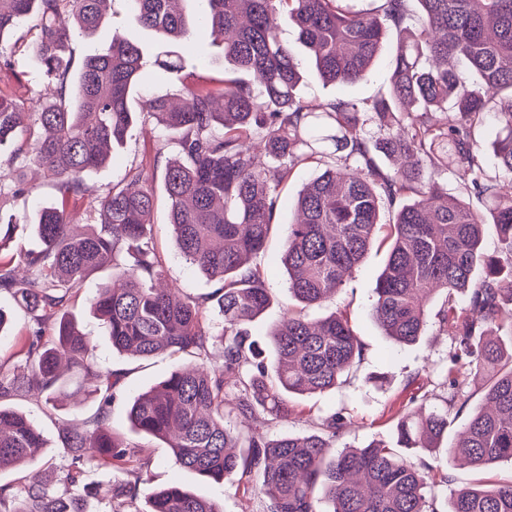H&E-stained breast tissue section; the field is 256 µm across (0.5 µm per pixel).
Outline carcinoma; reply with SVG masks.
I'll use <instances>...</instances> for the list:
<instances>
[{
	"label": "carcinoma",
	"mask_w": 512,
	"mask_h": 512,
	"mask_svg": "<svg viewBox=\"0 0 512 512\" xmlns=\"http://www.w3.org/2000/svg\"><path fill=\"white\" fill-rule=\"evenodd\" d=\"M106 0H0V43L34 20V56L54 85L53 97L34 100L0 94V148L18 131L28 135L30 160L54 176L57 203L31 221L39 250L8 252L15 217L0 211V293L28 313L19 336L0 309V471L17 468L47 447L41 430L9 403L34 396L56 406L65 372L98 400L81 421L58 418L70 463L53 483L0 485V512H91L93 489L85 468L109 471L107 492L145 512H222L209 498L179 484L152 489L151 459L112 431L110 404L122 375L101 369L95 347L67 316L71 300L93 272L109 267L91 297L112 348L148 358L186 354L191 365L172 370L130 404L139 434L161 440L175 462L204 481L250 478L246 489L266 500V512H439L426 490L451 476L418 466L406 451L438 449L448 414L458 406L468 374L489 376L485 406L462 427L446 461L462 450L475 467L512 461V349L490 339L512 336V0H376L372 12L349 0H198L194 20L185 0H126L134 21L177 45L201 29L224 34V61L233 76L224 88L190 85L179 101L143 97L144 56L139 43L112 34L105 51H89L79 69L66 55L72 33L92 35ZM422 21L408 25L413 8ZM293 25L320 78L348 85L366 79L387 34H396L386 90L370 99L338 97L312 109L297 95L298 51L282 38ZM190 45L156 57L165 74L182 71ZM464 63L478 79L463 81ZM175 134L178 157L163 181L168 224L185 259L218 287L191 296L160 284L162 261L154 248L155 200L144 185L146 166L128 169L123 185L99 194L87 175L103 167L127 138L140 112ZM498 112L491 141L498 175L486 172L475 138L485 114ZM372 122L377 135L367 136ZM331 157L300 192V219L288 225L280 261L288 288L303 307L338 293L377 242L388 256L375 288L372 313L398 345L423 335L427 304L445 295L436 313L451 336L445 409L407 408L391 443L372 441L326 457L345 426L336 413L321 433L271 437L269 422L288 420L292 395L335 389L363 356V344L342 311L312 319L290 312L270 333L268 364L250 326L269 306L263 273L251 264L266 244L277 189L301 164ZM17 157L0 159V196L29 193ZM456 168L470 175L467 197L441 192L438 179ZM87 201L91 224L70 223L69 203ZM388 221H383V217ZM499 247L483 251L485 226ZM219 343L223 364L207 366ZM14 358L26 372L8 377ZM67 361V371L60 369ZM329 506L322 509V504ZM447 512H512V482L454 491Z\"/></svg>",
	"instance_id": "obj_1"
}]
</instances>
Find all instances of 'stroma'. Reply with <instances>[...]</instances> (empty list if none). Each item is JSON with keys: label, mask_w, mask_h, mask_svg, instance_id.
<instances>
[{"label": "stroma", "mask_w": 512, "mask_h": 512, "mask_svg": "<svg viewBox=\"0 0 512 512\" xmlns=\"http://www.w3.org/2000/svg\"><path fill=\"white\" fill-rule=\"evenodd\" d=\"M121 31L131 40L141 43L145 50L147 72L142 84L150 92L173 95L182 85H202L220 88L224 79V56L221 42H205L202 47L203 64L188 65L183 72L168 76L163 81L150 77L153 62L159 52L165 51V44L157 42L154 35L135 25L128 17L122 0H110L104 13V20L98 35L91 40L77 38L73 44L75 62H82L90 47H107L113 31ZM35 38L34 32L24 37H11L0 43V61L7 59L11 68H0V92L20 95L22 83L40 81L37 62L30 50ZM392 45H385L367 80L347 86L323 83L309 65H302V80L298 93L303 100L318 104L336 97L365 99L381 90L388 78L389 59ZM163 136L155 120L141 115L130 130L126 145L120 151L121 164H108L92 172L88 181L99 191H107L112 184L121 180L126 170L152 159L156 145ZM316 166L296 168L287 185L280 191L276 214L277 229H274L266 249L254 257L253 262L264 273L271 304L267 311L253 324L256 335L266 333L279 322L284 312L296 308L286 274L279 263L281 234L294 219V206L298 193L318 174ZM28 178L32 191L21 197L0 198V211L17 218L18 228L15 239L25 249L37 247L38 241L30 229V223L41 205L54 194L53 176L42 168L28 166ZM157 198L154 213V247L162 258L166 280L191 295H201L216 288L217 283L199 273L186 263L180 255L172 229L168 224V201L163 184L162 168H155L151 181ZM386 249L374 247L359 264L353 277L329 301L322 306L309 309L308 315L319 318L335 310H342L349 316L353 328L364 345L362 361L349 374L347 380L336 389L293 398L295 412L286 422H273L268 426L270 435L292 433L305 435L318 431L323 420L339 412L347 420L342 436L334 443V450L344 447H359L375 439H391L393 425L401 410L408 406L410 399H418L432 410L442 409L447 393L443 386V373L450 363L451 338L440 331L437 320H430L429 328L420 340L409 346H397L376 323L371 305L378 276L384 266ZM103 272L93 273L76 296L71 311L78 328L91 334L97 344L99 362L103 367L125 373L122 388L112 401L111 416L114 432L145 448L152 458L148 477L151 487L157 488L180 483L188 489L217 501L223 512H265V501L253 492L244 490L237 482H207L175 464L170 448L165 443L137 434L128 420L130 402L139 393L147 391L163 379L175 366L190 364L187 356L159 355L143 359L113 349L109 337L90 311L89 299L95 287L103 279ZM375 372L387 375L385 384L369 382ZM14 409L25 413L42 429L47 441L43 452L33 461L16 469L0 472V484L17 482L18 479L38 474L50 479L61 474L68 459L57 437V427L51 417L45 414L40 403L30 398L13 400ZM449 469L453 481L435 489L438 512H444L454 489L484 485H497L512 480V463L504 461L484 469H478L460 461L452 462Z\"/></svg>", "instance_id": "obj_1"}]
</instances>
